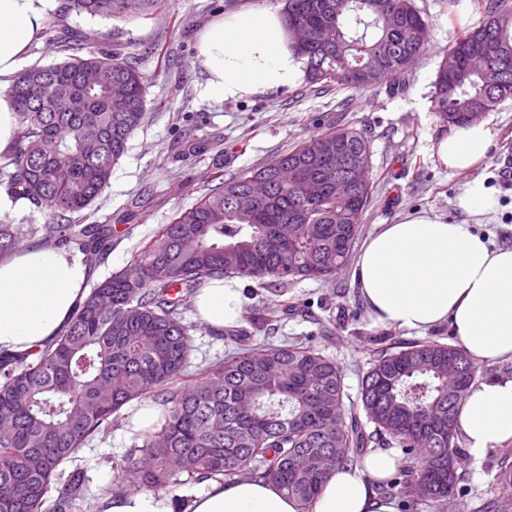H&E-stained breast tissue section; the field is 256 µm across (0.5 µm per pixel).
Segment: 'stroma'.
<instances>
[{"label":"stroma","instance_id":"35a3bbf8","mask_svg":"<svg viewBox=\"0 0 512 512\" xmlns=\"http://www.w3.org/2000/svg\"><path fill=\"white\" fill-rule=\"evenodd\" d=\"M66 2L52 0L45 25L72 30L87 51L106 48L139 54L147 87L145 121L129 140L98 202L100 215H111L118 230L92 281L127 266L158 225L195 203L215 167H223L229 176L271 162L308 136L333 126L365 128L371 139L374 188L359 239H366L379 225L419 212L464 220L457 198L468 182L479 177L493 189L498 211L476 230L495 245H512V189L501 177L502 169L512 162V100L485 115L494 139L486 160L476 168L450 171L435 152L449 130L431 110L432 82L449 38L456 29L478 21L473 0H415L429 21L431 40L412 66L405 88L381 87L353 95L335 85L314 92L302 82L274 94L219 101L202 92L204 77L195 63L199 31L225 13L243 7H278L282 0H167L166 7L151 18L131 20H92L67 11ZM187 138L200 142L202 152L183 151L181 142ZM128 224L133 225V233L125 232ZM353 272L349 263L330 280L306 279L289 285L282 295L248 279L242 285L244 312L261 309L274 320L273 344L313 337L336 359L345 390L354 396L374 359L376 339L413 343L417 337L371 321ZM287 303L305 309V316L284 315ZM184 321L193 327L192 370L198 375L223 359L231 345L223 333L202 324L195 311H187ZM141 444L126 417L120 416L81 449L92 504H99L105 490L115 487L118 467L136 456Z\"/></svg>","mask_w":512,"mask_h":512}]
</instances>
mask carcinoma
I'll return each instance as SVG.
<instances>
[{
    "instance_id": "cac0c4a2",
    "label": "carcinoma",
    "mask_w": 512,
    "mask_h": 512,
    "mask_svg": "<svg viewBox=\"0 0 512 512\" xmlns=\"http://www.w3.org/2000/svg\"><path fill=\"white\" fill-rule=\"evenodd\" d=\"M164 0H67V9L101 19L146 18ZM482 16L448 42L453 64H439L431 112L445 127L470 124L473 112H494L512 98V11L503 0H474ZM284 25L314 30L294 46L311 89L331 83L356 93L376 84L400 88L429 43V26L415 0H285ZM371 70L370 82L353 78ZM127 97L112 103V83ZM21 133L0 175L15 202L26 201L53 220L45 242L77 246L89 270L112 248V215L85 223L83 211L108 187L112 169L145 119L146 83L118 51L102 50L18 73L11 85ZM371 160L361 128H328L261 165L205 189L191 207L162 224L131 262L97 283L73 319L44 348L0 356V512H90L86 468L77 453L108 429L112 417L148 397L161 406L143 439L137 465L118 472L130 492L163 493L189 483L252 477L276 483L310 512L328 475L357 464L377 446L400 449L404 463L380 485L407 507L462 512L457 415L478 382L463 349L438 341L393 343L363 374L356 399L344 391L336 360L312 341L273 345L244 327L224 335L234 351L189 382L191 326L183 315L215 277L248 278L283 293L301 279L327 280L348 262L373 193L368 182L336 198L328 169L336 150ZM323 180L310 198L297 171ZM252 177L270 182L257 221L233 204ZM33 230L0 219V257ZM462 372L448 382V363ZM471 512H512V450L496 461L490 489Z\"/></svg>"
}]
</instances>
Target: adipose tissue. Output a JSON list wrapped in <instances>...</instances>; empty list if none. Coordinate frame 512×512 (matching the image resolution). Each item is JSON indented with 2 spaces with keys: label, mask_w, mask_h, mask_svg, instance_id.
I'll return each instance as SVG.
<instances>
[{
  "label": "adipose tissue",
  "mask_w": 512,
  "mask_h": 512,
  "mask_svg": "<svg viewBox=\"0 0 512 512\" xmlns=\"http://www.w3.org/2000/svg\"><path fill=\"white\" fill-rule=\"evenodd\" d=\"M51 0H0V155L18 134L17 109L7 89L42 31ZM196 64L205 91L223 99L267 95L305 77L279 8L245 9L210 21L197 42ZM490 127L474 123L440 139L436 155L451 170H469L486 157ZM466 221L451 223L422 212L385 224L363 244L354 276L372 322L424 333L451 324L460 348L477 365L512 360V248H497L472 219L492 217L497 200L484 181H470L457 199ZM88 268L54 247L29 246L0 258V354L32 353L67 326L86 296ZM199 320L215 331L237 322L241 285L211 280L195 300ZM469 460L512 443V379L471 387L457 417ZM400 461L379 448L356 465L336 467L312 512H398L380 494ZM102 512H173L161 493L113 494ZM191 512H298L296 501L270 481H210Z\"/></svg>",
  "instance_id": "obj_1"
}]
</instances>
